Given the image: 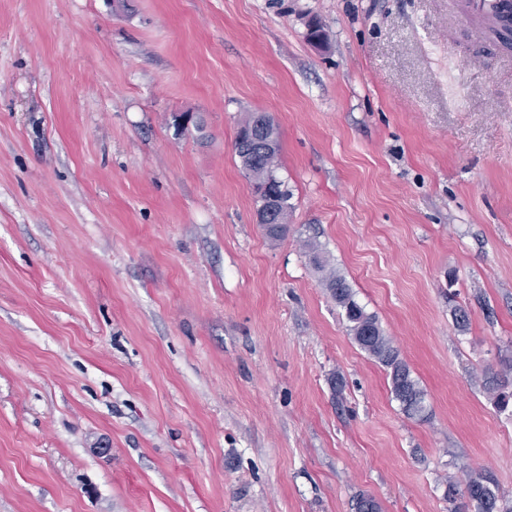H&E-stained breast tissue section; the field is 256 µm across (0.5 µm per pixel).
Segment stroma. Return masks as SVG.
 Here are the masks:
<instances>
[{
  "label": "stroma",
  "mask_w": 512,
  "mask_h": 512,
  "mask_svg": "<svg viewBox=\"0 0 512 512\" xmlns=\"http://www.w3.org/2000/svg\"><path fill=\"white\" fill-rule=\"evenodd\" d=\"M452 20L448 0H0V512H450L482 469L512 501V407L479 383L512 359V48ZM253 112L293 192L279 240L234 149ZM310 263L331 298L345 314L349 331L358 346L374 358L384 369L390 381V392L409 419L424 421L430 411L426 404V391L413 375L409 365L400 357L398 349L386 336L378 317L361 305L346 277L329 267L315 242L307 243Z\"/></svg>",
  "instance_id": "35a3bbf8"
}]
</instances>
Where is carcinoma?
I'll list each match as a JSON object with an SVG mask.
<instances>
[{
  "label": "carcinoma",
  "instance_id": "1",
  "mask_svg": "<svg viewBox=\"0 0 512 512\" xmlns=\"http://www.w3.org/2000/svg\"><path fill=\"white\" fill-rule=\"evenodd\" d=\"M239 161L250 178L257 202H262L259 194L263 185L271 179L277 170L278 154L261 157L253 153V148L240 142L235 143ZM282 195L287 203L282 213L283 223L273 224L268 234L272 239H279L288 233V213L292 209L289 200L292 193L283 189ZM310 263L321 274V282L331 298L345 314L349 331L358 346L374 358L384 369L390 381V392L399 403L402 412L409 419L424 421L430 411L426 404V391L413 375L409 365L400 357L398 349L390 337L386 336L378 317L367 311L355 298V292L341 273L329 267V262L322 256L319 246L307 243ZM512 363L505 365L500 373L484 376L482 387L494 406L506 409L512 401ZM448 501L454 504L453 512H512V502L500 494L493 474L487 470L469 475L463 492H457L454 484L447 489Z\"/></svg>",
  "mask_w": 512,
  "mask_h": 512
}]
</instances>
